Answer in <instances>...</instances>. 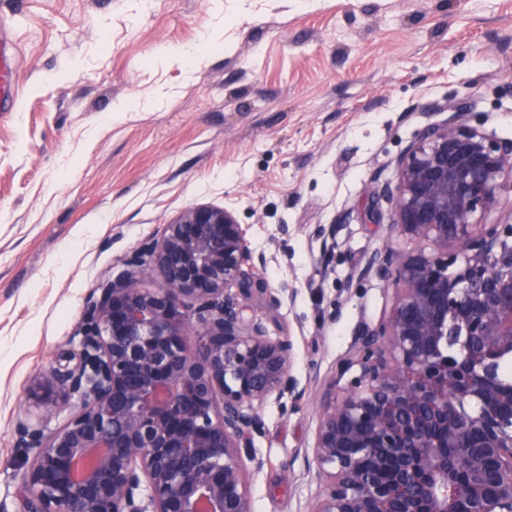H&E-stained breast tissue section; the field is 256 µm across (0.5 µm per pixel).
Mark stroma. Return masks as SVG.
I'll list each match as a JSON object with an SVG mask.
<instances>
[{
  "instance_id": "obj_1",
  "label": "stroma",
  "mask_w": 512,
  "mask_h": 512,
  "mask_svg": "<svg viewBox=\"0 0 512 512\" xmlns=\"http://www.w3.org/2000/svg\"><path fill=\"white\" fill-rule=\"evenodd\" d=\"M0 14L24 86L0 112V512H18L31 462L18 420L50 433L72 413L29 410L32 377L78 350L91 288L199 205L232 210L264 255L280 305L259 296L253 313L291 337L304 392L263 410L251 512H303L320 398L392 304L381 275L346 285L388 239L398 157L449 98L512 139V0H0Z\"/></svg>"
}]
</instances>
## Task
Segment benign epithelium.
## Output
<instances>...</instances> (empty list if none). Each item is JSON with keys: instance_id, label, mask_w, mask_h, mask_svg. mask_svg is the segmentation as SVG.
<instances>
[{"instance_id": "1", "label": "benign epithelium", "mask_w": 512, "mask_h": 512, "mask_svg": "<svg viewBox=\"0 0 512 512\" xmlns=\"http://www.w3.org/2000/svg\"><path fill=\"white\" fill-rule=\"evenodd\" d=\"M428 109L386 189L390 236L414 248L380 252L392 305L337 369L357 368L345 395L321 397L305 512H512V224L481 221L505 204L512 139L464 99ZM264 264L233 211L203 205L92 289L70 366L28 389L77 409L48 434L16 426L34 451L19 512H250L262 409L304 395L292 341L251 313Z\"/></svg>"}]
</instances>
